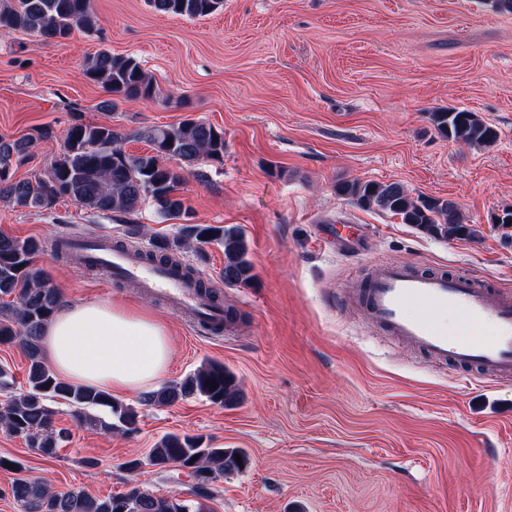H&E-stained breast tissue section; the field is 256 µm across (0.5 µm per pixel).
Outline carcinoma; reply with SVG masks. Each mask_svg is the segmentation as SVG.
I'll list each match as a JSON object with an SVG mask.
<instances>
[{"instance_id": "cac0c4a2", "label": "carcinoma", "mask_w": 512, "mask_h": 512, "mask_svg": "<svg viewBox=\"0 0 512 512\" xmlns=\"http://www.w3.org/2000/svg\"><path fill=\"white\" fill-rule=\"evenodd\" d=\"M150 4L159 13L187 18L208 16L224 8V0H150ZM75 29L98 31L90 0H0V35L23 31L52 42L68 37ZM82 74L115 97L152 99L156 95L153 81L134 58L114 56L105 49L84 57ZM429 119L443 137L454 142L491 146L498 137L477 113L465 109L432 112ZM128 137L147 142L151 152L127 153L122 144ZM33 143L32 136L0 138V199L48 209L57 199L70 197L93 212L121 217L136 214L149 203L163 218L182 219L187 209L177 187L200 157L216 161L224 157V131L199 120L154 126L126 137L110 126L76 120L66 130L62 155L51 163L45 177L33 182L13 179L12 166L28 160ZM169 160L180 165L169 166ZM335 189L337 195L362 210L388 213L437 239H461L476 233L456 201L415 196L399 182L339 179ZM192 243L224 249V284L249 285L254 280L245 235L236 225H185L177 235L153 242L150 261L167 266L172 256ZM43 248L38 240L0 234V344L21 345L28 359L26 387L18 392L7 381V372L0 370V389L6 392V402L0 406V426L22 438L28 447L51 457L66 438L65 432L53 428L51 402L74 407L81 422L110 432L132 430L138 415L134 407L104 391L60 380L44 363L41 332L62 300L59 288L35 266V256ZM238 395L236 376L223 364L213 362L201 365L177 383L144 394L140 404L171 405L194 396L230 407ZM99 410L108 411L109 418L96 415ZM248 464L249 457L240 448L211 447L201 436L168 433L145 459L129 461L126 468L190 469L193 485L189 499L137 487L105 498L75 491L56 493L43 481L30 478L15 480L11 494L21 512H201L192 509V503L211 496L210 481L239 472Z\"/></svg>"}]
</instances>
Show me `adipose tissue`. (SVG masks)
Instances as JSON below:
<instances>
[{
	"instance_id": "ef3b65f1",
	"label": "adipose tissue",
	"mask_w": 512,
	"mask_h": 512,
	"mask_svg": "<svg viewBox=\"0 0 512 512\" xmlns=\"http://www.w3.org/2000/svg\"><path fill=\"white\" fill-rule=\"evenodd\" d=\"M41 349L63 380L127 394L154 386L173 357L161 321L99 301L62 305L42 331Z\"/></svg>"
}]
</instances>
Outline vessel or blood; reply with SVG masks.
I'll list each match as a JSON object with an SVG mask.
<instances>
[{"instance_id": "b4317fda", "label": "vessel or blood", "mask_w": 512, "mask_h": 512, "mask_svg": "<svg viewBox=\"0 0 512 512\" xmlns=\"http://www.w3.org/2000/svg\"><path fill=\"white\" fill-rule=\"evenodd\" d=\"M95 259L137 292L162 297L178 315L215 324L224 317L193 281L168 268L102 248ZM359 300L387 335L458 369L512 378V294L444 271L419 273L389 260L371 264Z\"/></svg>"}]
</instances>
